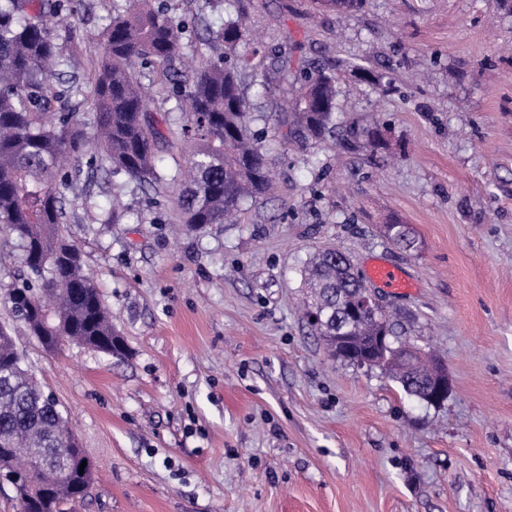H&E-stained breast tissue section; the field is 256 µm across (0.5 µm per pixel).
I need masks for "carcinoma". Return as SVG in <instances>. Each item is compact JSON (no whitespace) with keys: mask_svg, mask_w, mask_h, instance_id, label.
Segmentation results:
<instances>
[{"mask_svg":"<svg viewBox=\"0 0 512 512\" xmlns=\"http://www.w3.org/2000/svg\"><path fill=\"white\" fill-rule=\"evenodd\" d=\"M75 0H0V230L19 250L23 278L15 290L21 306L10 308L32 336H47L44 349L55 352L68 341L123 357L126 346L112 324L98 290L81 266L76 247L65 235V202L57 188L100 172L124 175L154 190L178 187V223L190 230L223 224L246 201H257L273 188L266 150L252 129L253 100L243 78L262 53L242 15L224 18L221 33L206 43L204 59L184 66L189 38L185 25L170 14L166 0H130L114 11L103 32L104 52L91 65L84 100L90 112H73L69 96L56 78L68 67L58 50L47 17L73 11ZM170 75L176 110L164 125L151 119L148 89L152 73L174 63ZM279 79L293 77L297 88L289 120L280 122L283 142L301 134L321 139L336 128V78L324 70L312 75L288 66L275 67ZM92 126L89 137L86 126ZM371 149L385 146L379 125L354 129ZM189 148L184 161L174 159L165 173L156 170L160 143ZM76 166L60 176V162ZM393 244L409 249L408 225L393 219L385 225ZM305 310L310 327L328 349L338 337L351 359L384 367L403 390L421 397L438 368L420 361L405 365L399 351L408 341L399 335L395 317L348 315L358 277L352 257L334 248L315 252L302 271ZM385 333L395 350L377 347ZM61 442L69 443L71 474L55 482L41 468L29 471L13 489L18 512H69L84 499L92 483V466L79 468L85 455L58 401L45 393L24 366L23 354L5 325L0 326V470L19 469Z\"/></svg>","mask_w":512,"mask_h":512,"instance_id":"obj_1","label":"carcinoma"}]
</instances>
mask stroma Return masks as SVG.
Masks as SVG:
<instances>
[{"label":"stroma","mask_w":512,"mask_h":512,"mask_svg":"<svg viewBox=\"0 0 512 512\" xmlns=\"http://www.w3.org/2000/svg\"><path fill=\"white\" fill-rule=\"evenodd\" d=\"M290 68L336 76L343 130L377 119L387 145L273 139L288 88L270 79L252 128L275 191L199 232L177 192L98 174L64 191L65 230L127 355L45 352L0 323L93 464L78 512H512V0H237ZM124 0H83L54 27L83 77ZM194 39L224 0H169ZM120 198L119 223H98ZM409 224L418 246L382 233ZM335 247L389 262L414 293H382L404 336L451 380L443 405L330 356L302 319V270Z\"/></svg>","instance_id":"1"}]
</instances>
